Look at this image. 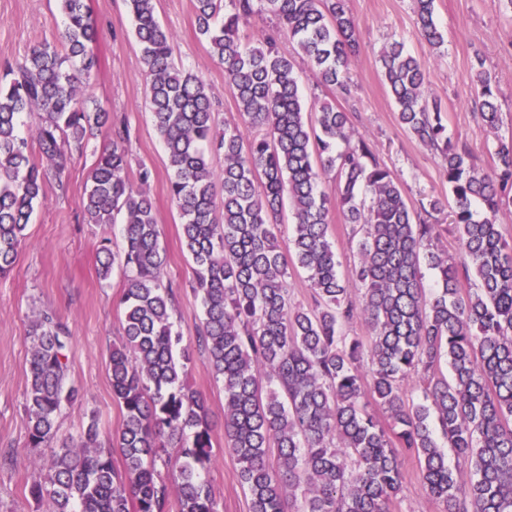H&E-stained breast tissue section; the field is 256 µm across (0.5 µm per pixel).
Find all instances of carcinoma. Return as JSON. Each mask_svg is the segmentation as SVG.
Here are the masks:
<instances>
[{
    "label": "carcinoma",
    "instance_id": "1",
    "mask_svg": "<svg viewBox=\"0 0 512 512\" xmlns=\"http://www.w3.org/2000/svg\"><path fill=\"white\" fill-rule=\"evenodd\" d=\"M57 2L61 43H38L0 74V275L13 270L48 177L63 182L70 156L105 130L112 146L90 169L83 210L90 224L109 226L119 214L124 221L122 250L103 245L98 259L101 280L116 268L126 277L122 337L109 354L124 419L106 443L94 417L78 438L58 440L56 419L78 398L66 381L72 336L52 313L37 314L29 444L53 454L29 493L47 512H169L173 497L179 512H219L203 476L212 465L209 408L186 382L191 343L164 284L152 171L143 166L138 185L130 182L129 126L112 123L86 95L100 39L86 0ZM124 4L150 76L148 108L168 154L182 248L194 264L204 314L196 341L223 384L224 441L249 512H391L407 456L442 512H512V243L498 220L512 206V137L496 141L492 168L477 167L467 146L448 140L419 59L396 39L383 48L400 125L445 164L458 233L450 258L434 247L431 223L448 200L414 207L335 105L323 102L306 118L294 60L277 48L288 37L322 84L351 98L357 23L347 0H193L198 33L224 65L243 119L220 133L206 82L174 61V36L154 0ZM264 12L276 26L244 35ZM415 14L423 42L441 47L434 0H415ZM476 64L475 100L495 133L503 122L495 80L483 58ZM32 115L26 135L23 117ZM211 150L224 156L219 175ZM331 173L333 196L319 190ZM286 199L293 233L285 254L278 232ZM335 210L358 237L359 261L345 276L331 238ZM424 261L437 271L432 288ZM291 266L312 290L307 309L291 302ZM358 318L371 331L367 342L347 333ZM412 376L420 396L410 402L403 384Z\"/></svg>",
    "mask_w": 512,
    "mask_h": 512
}]
</instances>
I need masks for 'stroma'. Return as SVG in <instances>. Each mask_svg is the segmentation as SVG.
Listing matches in <instances>:
<instances>
[{
    "mask_svg": "<svg viewBox=\"0 0 512 512\" xmlns=\"http://www.w3.org/2000/svg\"><path fill=\"white\" fill-rule=\"evenodd\" d=\"M101 38L99 65L90 82V96L111 110L115 120L133 131L129 174L149 167L148 188L160 242L168 257L165 279L173 286V319L185 336L194 337L202 306L190 284L192 263L181 245L178 211L168 193L167 153L146 110L149 76L123 0H87ZM357 21L359 50L349 77L354 95L343 103L358 136L381 163L399 178L407 199L417 203L448 193L439 153L403 129L395 104L381 77L379 55L390 39L404 43L427 75L431 95L441 99L452 142L466 144L483 169L493 163L496 137H512V8L491 0H435V15L444 44L429 49L421 40L413 0H348ZM159 21L174 35L176 63L201 74L216 103L218 125H238L242 118L224 84V67L213 60L196 32L192 0H155ZM62 26L57 0H0V69L15 63L38 40L56 38ZM483 58L496 79L497 102L504 124L498 135L484 126L472 98L473 65ZM110 138L91 137L84 155L73 156L64 182L48 179L41 204L25 231L12 272L0 278V512H42L29 494L35 468L47 464L51 451L28 442L25 409L30 341L34 312L52 310L72 336L67 381L82 399L56 421L62 438L78 436L90 418H97L103 437L118 433L123 413L112 397L108 357L122 333L118 305L126 279L114 273L109 282L97 275L102 238L122 245V227L86 223L82 199L88 172ZM189 381L206 399L213 425V463L208 478L219 512H248V498L237 481L239 465L224 443V389L211 373L208 353L193 347ZM394 512H441L429 497L414 461H406L402 489Z\"/></svg>",
    "mask_w": 512,
    "mask_h": 512,
    "instance_id": "obj_1",
    "label": "stroma"
}]
</instances>
